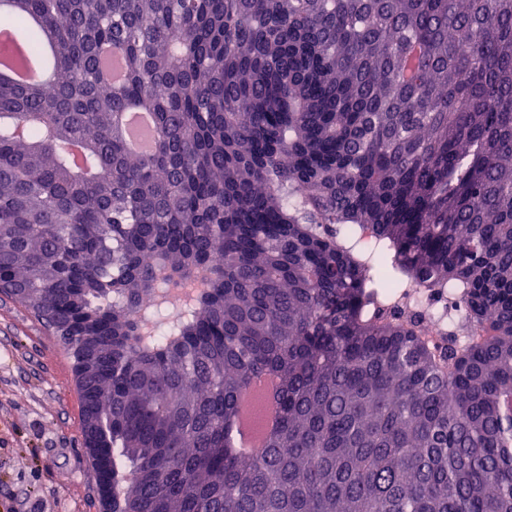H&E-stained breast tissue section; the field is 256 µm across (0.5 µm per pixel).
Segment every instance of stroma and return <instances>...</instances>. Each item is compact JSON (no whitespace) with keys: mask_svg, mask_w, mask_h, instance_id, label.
Returning <instances> with one entry per match:
<instances>
[{"mask_svg":"<svg viewBox=\"0 0 512 512\" xmlns=\"http://www.w3.org/2000/svg\"><path fill=\"white\" fill-rule=\"evenodd\" d=\"M73 361L0 292V512H99Z\"/></svg>","mask_w":512,"mask_h":512,"instance_id":"stroma-1","label":"stroma"}]
</instances>
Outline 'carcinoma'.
<instances>
[{"mask_svg": "<svg viewBox=\"0 0 512 512\" xmlns=\"http://www.w3.org/2000/svg\"><path fill=\"white\" fill-rule=\"evenodd\" d=\"M10 2L56 53L0 76V290L72 357L112 512H512V0ZM407 288L482 335L437 354ZM264 373L278 429L232 452ZM122 125L126 130L127 147L135 154L151 151L154 139V121L151 112L132 109L124 113Z\"/></svg>", "mask_w": 512, "mask_h": 512, "instance_id": "carcinoma-1", "label": "carcinoma"}]
</instances>
